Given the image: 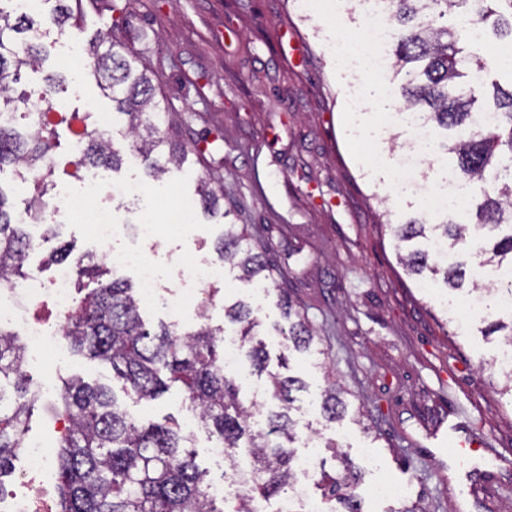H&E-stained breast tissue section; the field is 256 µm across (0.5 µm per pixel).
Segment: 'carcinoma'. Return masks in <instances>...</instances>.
Returning <instances> with one entry per match:
<instances>
[{"mask_svg": "<svg viewBox=\"0 0 512 512\" xmlns=\"http://www.w3.org/2000/svg\"><path fill=\"white\" fill-rule=\"evenodd\" d=\"M389 2L395 41L391 68L402 76L403 110L416 112L424 123L449 133L443 148L456 157L461 180L488 185L472 203L473 220L424 224L413 219L396 225V236L405 244L399 260L415 275L460 289L469 279L466 261L443 267L411 243L417 238L438 239L447 249L462 251L473 226L488 225L489 262L512 268V88L505 90L491 79L480 42L470 33L472 25L479 24L512 42V0ZM36 31L34 17L20 14L13 19L0 9V110L12 112L11 121L0 123V170L6 165L23 168L32 176L34 189L23 217L7 206L0 188V281L25 276L23 268L32 250L26 221L44 213L43 196L59 164L57 126L18 111L11 95V81L18 80L20 70L40 67L46 59ZM93 56L97 85L127 116L129 149L141 158L146 176L157 179L169 166H180L184 155L163 132L167 115L155 101L147 70L137 71L116 41L100 40ZM82 121L81 135L71 140L76 148L73 164H120V151L113 143L91 127L88 116ZM200 195L205 208L214 211L223 189L212 179L201 184ZM216 251L244 279H269V268L252 245L247 227L224 225ZM74 273L78 281L87 278L96 287L88 289L62 320L63 336L72 350L110 366L128 384L126 393L140 400H154L172 384H180L198 426L226 448L249 449L252 468L238 474L249 492L268 498L289 484L296 437L290 411L293 392L304 387L303 381L269 374L271 397L281 406L266 427L256 430L236 380L224 372V356L208 324L190 332L168 324L150 329L141 319L140 297L129 282L104 278V264L91 258H80ZM472 291L512 292V277L474 282ZM280 304L289 322L288 346L310 350L316 333L309 320L288 297H281ZM224 317L240 325V347L252 370L265 372L266 344L255 331L260 322L251 307L239 301L224 308ZM26 352L18 333L0 327V478L20 453L37 400L32 379L22 369ZM343 395L335 383L322 392L328 420L346 415ZM58 415L67 423L58 453V512H227L207 497L206 474L187 449L190 436L178 424L142 425L108 388L78 378L63 383ZM318 488L324 499L341 505V512H360L354 485L347 478L325 473Z\"/></svg>", "mask_w": 512, "mask_h": 512, "instance_id": "1", "label": "carcinoma"}]
</instances>
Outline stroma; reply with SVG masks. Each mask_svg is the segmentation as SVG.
Listing matches in <instances>:
<instances>
[{
    "instance_id": "stroma-1",
    "label": "stroma",
    "mask_w": 512,
    "mask_h": 512,
    "mask_svg": "<svg viewBox=\"0 0 512 512\" xmlns=\"http://www.w3.org/2000/svg\"><path fill=\"white\" fill-rule=\"evenodd\" d=\"M83 0L77 22L51 23L55 8L47 0L44 42L50 56L42 67L25 68L16 85L29 92L30 109L41 105L39 92L47 73L70 76L64 57L68 44L90 55L98 37L122 41L138 67L153 70L156 98L165 105L167 134L185 148L180 167L159 180H146L143 169L121 164L99 168V200L112 207L120 229L116 244H137L163 270L160 291L179 298L195 289L191 264L218 263L215 244L225 224L247 225L272 269L268 293L258 292L238 270L225 269L223 281L211 287L209 326L224 333L232 324L224 308L249 303L266 329L269 373L300 378L291 416L305 450L312 437L319 469L336 472L349 462L360 480L358 495L389 482L405 491L403 502L385 501L378 512H402L420 504L423 512H512V396L506 394L505 371L494 360L505 348L500 334H488L500 315L488 311L458 324L452 304L464 293L444 284H428L408 274L398 260L393 227L416 218L428 224L444 221L426 212L423 196L439 182L445 160L425 156L416 187L397 193L393 174L410 136L385 117L359 132L357 116L369 111L365 86L370 75L357 66H339L332 54L334 36L360 33L362 14L352 0L335 9L332 0H314L313 11L298 0ZM151 30L143 46L136 34ZM56 108L100 116L111 121L116 148L129 142L126 118L117 114L91 72L79 88L53 95ZM219 128L224 144L210 153L200 143ZM216 178L224 189L218 213L196 209L185 233L172 229V207L181 198H196L201 181ZM145 181L140 202L113 197L115 186ZM157 224L153 240L133 242L127 234L142 213ZM35 246L27 273L50 280L48 257L69 246L72 257L92 253L89 225L62 221L59 235L43 238V227L28 225ZM288 295L317 333L325 367L315 356L285 351L282 335L288 322L279 306ZM34 379L49 375L55 382L79 377L109 387L126 410L142 423L171 417L186 423L190 410L179 388L155 400L126 395L124 381L110 368L64 351L60 361H28ZM345 392L349 413L331 422L322 415L321 392L328 381ZM236 381L240 398L250 406L255 427H262L278 403L266 393V375L242 370ZM58 396L35 404L28 436L57 452L62 424ZM462 407L465 421L497 448L499 459L485 460L503 492L502 498L474 507L458 468L442 452H429L421 442L447 416ZM337 449H330L328 441ZM343 461H336L335 452Z\"/></svg>"
}]
</instances>
